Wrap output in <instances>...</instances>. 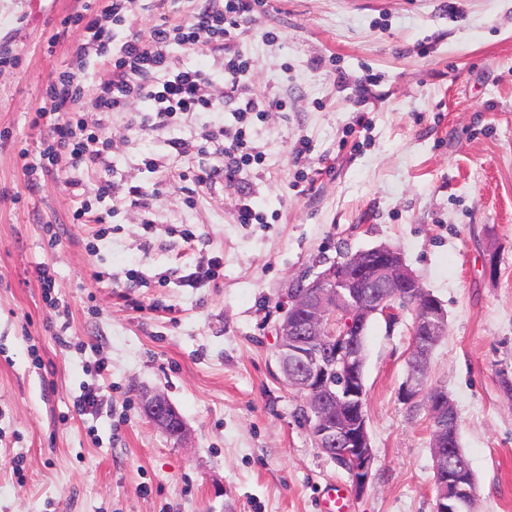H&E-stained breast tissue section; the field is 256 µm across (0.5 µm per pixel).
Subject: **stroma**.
<instances>
[{"label":"stroma","mask_w":512,"mask_h":512,"mask_svg":"<svg viewBox=\"0 0 512 512\" xmlns=\"http://www.w3.org/2000/svg\"><path fill=\"white\" fill-rule=\"evenodd\" d=\"M212 4L138 0L137 23L147 32ZM82 5L0 0V57L15 60L0 70V512H320L351 481L315 447L276 368L278 305L319 260L381 244L448 313L429 380L455 405L475 512H512V0H267L231 44L251 61V90L286 102L250 128L261 164L229 182L215 146L172 152L214 114L153 130L113 113L112 164L83 188L140 185L150 207L113 213L93 251L99 226L73 223L80 199L62 176L31 188L23 171L76 37L62 22ZM202 168L215 176L200 186ZM245 195L261 223H238ZM214 256L218 276L185 285ZM42 262L68 306L67 348L31 274ZM132 270L145 287H127ZM411 325L406 310L366 336L376 460L351 512H434L430 430L398 396ZM87 383L107 397L94 417L72 408ZM145 390L177 408L184 441L149 423Z\"/></svg>","instance_id":"35a3bbf8"}]
</instances>
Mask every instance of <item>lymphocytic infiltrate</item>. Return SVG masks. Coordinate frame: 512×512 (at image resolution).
<instances>
[{
  "instance_id": "f902f5d3",
  "label": "lymphocytic infiltrate",
  "mask_w": 512,
  "mask_h": 512,
  "mask_svg": "<svg viewBox=\"0 0 512 512\" xmlns=\"http://www.w3.org/2000/svg\"><path fill=\"white\" fill-rule=\"evenodd\" d=\"M266 0H224L176 22H163L152 32L137 29L136 0H85L81 11L67 17L65 27L76 28L70 61L46 89V104L37 109L34 123L40 132L39 158L26 163L29 186L55 170L66 174L65 185L78 188L83 175L108 165L112 139L106 129L112 113L129 111L142 101L152 128L164 129L187 112H220L233 101L235 123L216 125L204 139L219 142L224 151V177L234 180L243 167L260 163L249 137L253 118L282 108L281 100L250 93L246 82L251 64L240 52L227 50L237 31L256 24ZM124 37H117V30ZM179 46L202 55L222 57L224 93L216 95L211 74L200 68L175 69L170 49ZM98 60L111 68L110 77L90 84L88 67Z\"/></svg>"
}]
</instances>
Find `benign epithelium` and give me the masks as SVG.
<instances>
[{"label": "benign epithelium", "instance_id": "obj_1", "mask_svg": "<svg viewBox=\"0 0 512 512\" xmlns=\"http://www.w3.org/2000/svg\"><path fill=\"white\" fill-rule=\"evenodd\" d=\"M356 271L371 267V279L363 288H348L341 277L343 265L336 262L312 275L293 281L279 305L278 343L275 360L289 386L307 394L305 423L310 436L323 454L343 464L352 489L360 495L371 478L375 451L372 446L363 407L365 398V351L363 335L366 321L383 318L394 324L399 320L397 301L387 293L401 288L404 297L420 306L412 334L427 345L417 358L432 353L448 332V316L442 303L406 266L395 248L379 245L351 253L345 259ZM435 402L437 411L447 415L442 441L433 444L435 475L443 472L446 441L450 440L457 412L448 393L440 388ZM424 394L421 363L407 364V374L399 397L410 405ZM144 413L151 423L176 442L187 435V427L175 406L157 392L141 393ZM474 500L473 483L460 472L452 482H443L436 512H462Z\"/></svg>", "mask_w": 512, "mask_h": 512}]
</instances>
